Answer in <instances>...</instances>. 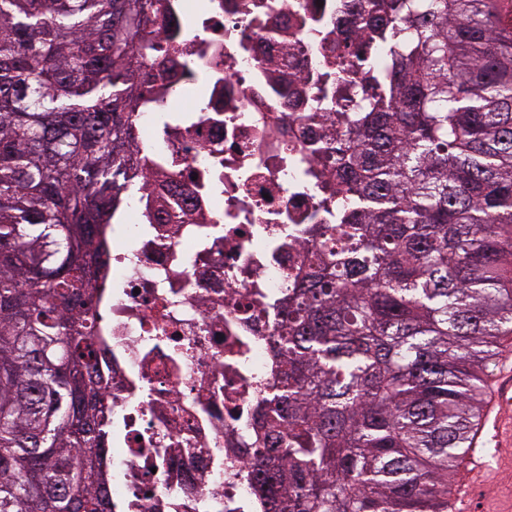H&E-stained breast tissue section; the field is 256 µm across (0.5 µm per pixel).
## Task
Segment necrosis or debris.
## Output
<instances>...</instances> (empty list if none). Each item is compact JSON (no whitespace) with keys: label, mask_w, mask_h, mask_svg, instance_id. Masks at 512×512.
<instances>
[{"label":"necrosis or debris","mask_w":512,"mask_h":512,"mask_svg":"<svg viewBox=\"0 0 512 512\" xmlns=\"http://www.w3.org/2000/svg\"><path fill=\"white\" fill-rule=\"evenodd\" d=\"M368 0H173L163 91L129 148L136 204L95 283L114 512H256L250 431L274 308L332 223L316 85Z\"/></svg>","instance_id":"necrosis-or-debris-1"}]
</instances>
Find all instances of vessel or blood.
<instances>
[{
    "mask_svg": "<svg viewBox=\"0 0 512 512\" xmlns=\"http://www.w3.org/2000/svg\"><path fill=\"white\" fill-rule=\"evenodd\" d=\"M493 418L483 419L481 429L486 444L496 451L495 463L473 454L466 461V474L449 499L450 512H512V486L500 484L502 471L512 468V375L497 376L490 394ZM497 486L494 497L478 500L486 486Z\"/></svg>",
    "mask_w": 512,
    "mask_h": 512,
    "instance_id": "vessel-or-blood-1",
    "label": "vessel or blood"
}]
</instances>
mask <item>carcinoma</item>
I'll list each match as a JSON object with an SVG mask.
<instances>
[{
	"label": "carcinoma",
	"mask_w": 512,
	"mask_h": 512,
	"mask_svg": "<svg viewBox=\"0 0 512 512\" xmlns=\"http://www.w3.org/2000/svg\"><path fill=\"white\" fill-rule=\"evenodd\" d=\"M501 0H372L387 66L330 113L336 223L281 301L247 476L262 512H448L512 335ZM172 0H0V512H114L89 282L123 211L137 57Z\"/></svg>",
	"instance_id": "obj_1"
}]
</instances>
